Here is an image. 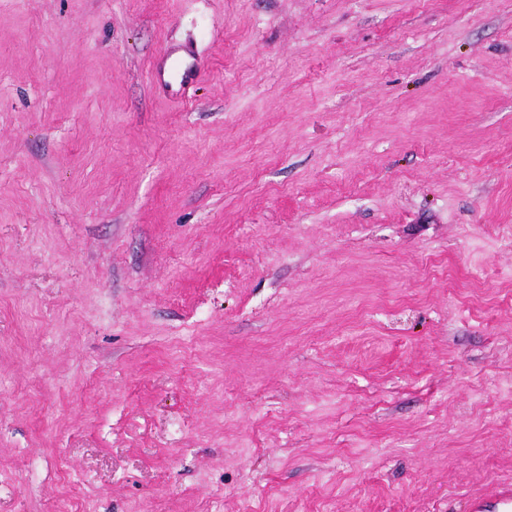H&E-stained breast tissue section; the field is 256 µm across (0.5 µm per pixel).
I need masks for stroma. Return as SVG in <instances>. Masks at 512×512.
<instances>
[{"label": "stroma", "instance_id": "obj_1", "mask_svg": "<svg viewBox=\"0 0 512 512\" xmlns=\"http://www.w3.org/2000/svg\"><path fill=\"white\" fill-rule=\"evenodd\" d=\"M0 512H512V0H0ZM151 78L157 82L165 84L171 96L178 100H183L186 88L191 85L195 80V66L194 63L186 62L182 65L171 81H165L164 73L158 71L151 72Z\"/></svg>", "mask_w": 512, "mask_h": 512}]
</instances>
